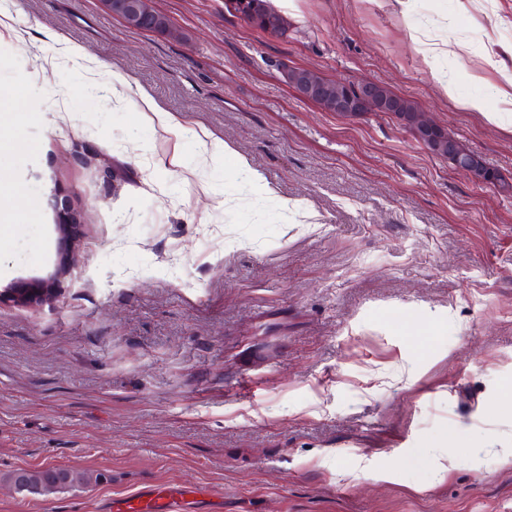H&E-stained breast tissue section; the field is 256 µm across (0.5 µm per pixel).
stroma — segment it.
<instances>
[{
	"instance_id": "stroma-1",
	"label": "stroma",
	"mask_w": 512,
	"mask_h": 512,
	"mask_svg": "<svg viewBox=\"0 0 512 512\" xmlns=\"http://www.w3.org/2000/svg\"><path fill=\"white\" fill-rule=\"evenodd\" d=\"M270 4L286 37L224 0H153L171 36L0 0V512H512V192L283 77L384 86L512 182V120L459 103L503 109L512 0ZM49 467L99 480H7ZM62 267L56 268L54 273L45 281H42L36 286H33L27 293L22 294L19 299L23 303H33L35 301L41 302L43 300H50L58 292L57 282L60 281L64 275ZM27 471V470H24ZM56 471L63 473L64 478L62 483L55 484L54 482L58 479ZM14 472L8 477V481L12 483L18 480L19 475L22 473L27 485L31 487H37L38 485L43 486V492H33L29 489L20 493L26 492L28 495L39 496L55 492H63L72 490L80 486H87L93 480V475L90 472L78 471L74 469H62V468H47L40 471H27V472ZM185 493L154 486L120 502L111 500L106 512H188L184 511Z\"/></svg>"
}]
</instances>
